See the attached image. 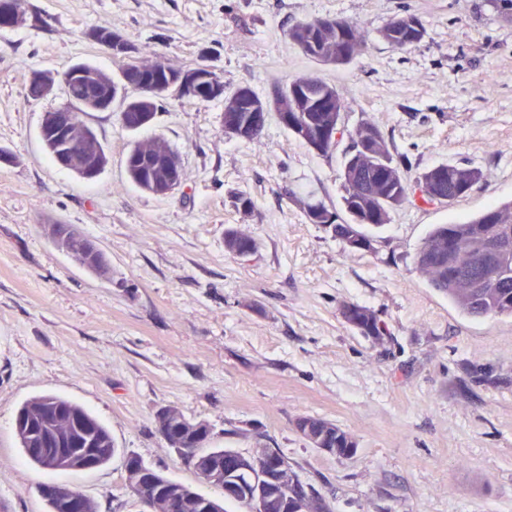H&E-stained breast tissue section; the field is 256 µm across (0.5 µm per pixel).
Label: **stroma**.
Here are the masks:
<instances>
[{"label": "stroma", "instance_id": "1", "mask_svg": "<svg viewBox=\"0 0 512 512\" xmlns=\"http://www.w3.org/2000/svg\"><path fill=\"white\" fill-rule=\"evenodd\" d=\"M46 26L0 28V512H46L41 485L64 483L97 512H142L123 459L138 455L168 478L221 499L169 448L156 414L175 407L207 422L213 448H275L333 512H512V318H472L414 264L436 224L512 199V0H30ZM419 17L418 45L381 30ZM341 17L365 47L324 66L290 38L297 23ZM122 33L174 67L208 65L228 89L271 99L314 74L344 100L348 129L375 125L408 177L442 163L482 170L452 205L414 201L375 229L373 252L351 251L308 223L294 195L341 207L342 153L317 154L270 118L255 139L226 137L224 102L163 101L127 131L117 113L84 117L109 163L87 181L56 165L40 139L62 89L32 100L35 70L77 62L116 71L92 28ZM159 137L184 172L172 193L129 180L133 138ZM246 194L250 211L233 193ZM69 224L95 241L109 278L48 240ZM260 243L237 257L224 232ZM376 311L390 335L374 343L341 317L342 303ZM56 394L100 420L117 447L90 471L29 463L15 434L19 407ZM331 420L358 443L343 459L313 448L299 418ZM425 34L422 21L409 13L397 15L381 31V37L396 48L415 46L424 39Z\"/></svg>", "mask_w": 512, "mask_h": 512}]
</instances>
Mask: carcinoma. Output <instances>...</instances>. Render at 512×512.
I'll list each match as a JSON object with an SVG mask.
<instances>
[{
  "mask_svg": "<svg viewBox=\"0 0 512 512\" xmlns=\"http://www.w3.org/2000/svg\"><path fill=\"white\" fill-rule=\"evenodd\" d=\"M422 21L409 13L394 17L381 31V37L396 48L419 44L425 37ZM301 52L326 65L341 66L350 63L365 46L359 27L343 18L324 17L297 24L290 33ZM66 91L71 112L67 116L81 121L87 112L83 101L90 96L84 84L70 81ZM288 109L299 113L316 125L335 122L343 116L346 105L336 88L316 76H296L275 93ZM164 96L157 94L145 102L132 106L125 115V128L139 129L138 112L146 109L156 112ZM407 159L394 155L380 130L363 122L349 135L342 170V205L358 211L365 224H354L332 212L335 220L325 225L334 238L349 246L354 241L370 244L374 241L367 229L380 228L391 222L393 212L404 203L415 199L416 188H424L421 199L429 203L431 197L442 198L451 204L466 196L482 178L483 172L471 166L441 164L428 169L414 180L405 175ZM378 169L388 171L384 180L373 178ZM307 221L318 210L329 209L311 197L296 198ZM47 236L55 247L70 255L80 266L99 278H109L110 263L94 241L76 233L67 224H51ZM256 239L231 227L224 232L225 249L236 256L252 251ZM414 263L436 291L442 293L463 313L473 318L508 316L512 318V200L495 205L460 224L435 226L418 248ZM349 314H341L344 321L368 340L376 343L389 335L380 316L372 309L355 303H344ZM64 408L71 417V434L86 441L98 460V466L108 463L117 448L108 428L81 405L66 398L43 394L26 401L18 410L24 426H15L19 447L26 458L47 468L43 458L33 451L38 434L53 426L52 410ZM187 432L181 437V446L201 461L219 459L230 467L237 450L208 448L193 437L192 429L206 423L181 416ZM297 431L313 447L336 456H345L357 448L354 437L335 423L314 416H305L296 423ZM58 499L44 498L47 512H63L61 500L80 497L87 512H97L95 502L79 490L64 484L57 485Z\"/></svg>",
  "mask_w": 512,
  "mask_h": 512,
  "instance_id": "1",
  "label": "carcinoma"
}]
</instances>
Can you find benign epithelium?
<instances>
[{
	"instance_id": "7a95c632",
	"label": "benign epithelium",
	"mask_w": 512,
	"mask_h": 512,
	"mask_svg": "<svg viewBox=\"0 0 512 512\" xmlns=\"http://www.w3.org/2000/svg\"><path fill=\"white\" fill-rule=\"evenodd\" d=\"M0 23L5 28L34 26L40 24L38 17L25 5L13 0L0 3ZM105 47L114 55L128 61L129 67L139 71H150V64L134 55L126 38L116 32ZM171 80L168 88L189 99L201 97L209 88H217L220 77L207 67L179 68L176 72L166 71ZM32 82L39 86L40 97L50 95L56 82L47 78V72L37 70L32 73ZM280 122L290 128L299 138L307 141L311 148L319 152L323 147L335 145L341 140L343 124H329L315 129L298 121V116L284 107L278 114ZM40 137L55 148L54 162L67 170L73 171L85 180H94L102 173L98 157L102 153V143L95 131L87 126L73 127L58 118V112L45 114ZM153 168L151 182L156 194L165 195L172 192L180 183L182 169L174 155L165 147L147 143L141 148ZM39 452L52 466L67 465L75 470L89 471L97 467L92 456L77 448V439L62 441L46 435L40 440ZM124 468L128 483L139 501L148 508V512H163L161 502L167 507L176 508L190 499L196 503L200 512H213L212 503L199 497L189 486L167 481L157 469L146 466L134 454L124 456ZM291 466L288 459L276 456L268 448H254L249 454L239 455L236 477L229 478L224 468L208 462L198 475L205 482L223 487L224 498L235 501L247 497L252 512H315L317 496L311 488H306V495L296 497L288 495V472Z\"/></svg>"
}]
</instances>
